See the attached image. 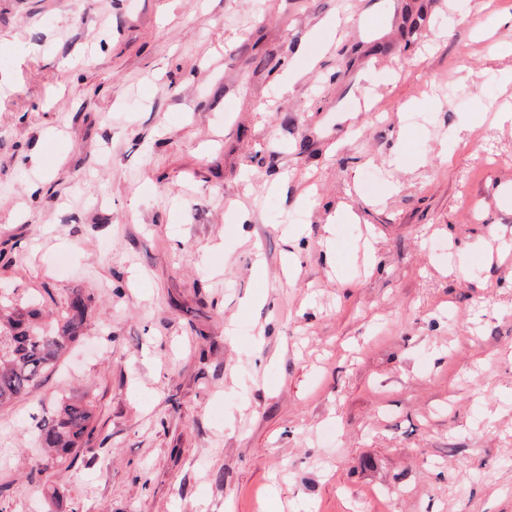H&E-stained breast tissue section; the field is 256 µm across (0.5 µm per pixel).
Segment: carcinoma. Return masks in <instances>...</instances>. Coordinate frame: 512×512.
<instances>
[{
	"label": "carcinoma",
	"instance_id": "cac0c4a2",
	"mask_svg": "<svg viewBox=\"0 0 512 512\" xmlns=\"http://www.w3.org/2000/svg\"><path fill=\"white\" fill-rule=\"evenodd\" d=\"M89 298L76 293L51 324L41 309L0 302V407L35 391L43 376L79 340ZM93 406L82 399L62 402L57 414L41 425L43 459L32 469L41 476L54 464L75 461L83 438L94 430Z\"/></svg>",
	"mask_w": 512,
	"mask_h": 512
}]
</instances>
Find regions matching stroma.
I'll return each instance as SVG.
<instances>
[{"label": "stroma", "mask_w": 512, "mask_h": 512, "mask_svg": "<svg viewBox=\"0 0 512 512\" xmlns=\"http://www.w3.org/2000/svg\"><path fill=\"white\" fill-rule=\"evenodd\" d=\"M506 43L512 0H0V294L90 299L0 512H512ZM92 422L90 402L70 398L63 401L57 414L41 425L39 437L46 454L32 469V474L42 476L55 463L70 460L72 464L83 450V438L94 430Z\"/></svg>", "instance_id": "1"}]
</instances>
